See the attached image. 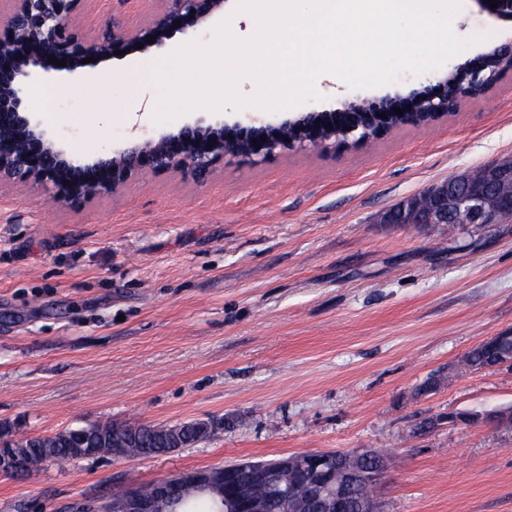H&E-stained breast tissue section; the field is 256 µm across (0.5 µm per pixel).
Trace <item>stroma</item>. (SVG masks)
<instances>
[{"label": "stroma", "instance_id": "1", "mask_svg": "<svg viewBox=\"0 0 512 512\" xmlns=\"http://www.w3.org/2000/svg\"><path fill=\"white\" fill-rule=\"evenodd\" d=\"M155 7L83 0L76 21L93 33L112 17L134 29ZM452 26L466 45L448 66L379 88L321 77L320 100L296 111L406 95L512 46V21L475 0H459ZM185 44L101 62L86 81L28 83L26 106L86 163L124 148L135 128L158 136L251 112L258 81L242 70L220 110L156 120L154 73ZM508 157L512 70L447 116L365 146L228 158L202 182L145 173L80 208L37 185L0 188V424L18 437L106 420L220 424L155 458L0 476V512H74L188 470L337 449L386 453L382 512H512V429L444 420L512 404V368L455 369L482 339L512 330V221L452 231L380 221Z\"/></svg>", "mask_w": 512, "mask_h": 512}]
</instances>
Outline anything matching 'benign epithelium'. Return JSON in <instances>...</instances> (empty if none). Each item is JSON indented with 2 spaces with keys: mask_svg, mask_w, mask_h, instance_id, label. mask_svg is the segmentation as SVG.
<instances>
[{
  "mask_svg": "<svg viewBox=\"0 0 512 512\" xmlns=\"http://www.w3.org/2000/svg\"><path fill=\"white\" fill-rule=\"evenodd\" d=\"M497 4L493 9L489 2ZM82 0H0V187L40 185L52 197L69 206L110 196L143 172L190 175L200 181L208 177L227 156L265 160L286 151L328 150L336 141L360 146L368 134L383 135L395 128L391 117L402 110L400 119L418 122L419 115L435 121L457 105L458 100L475 98L488 88L487 72L502 73L512 68V48H495L468 59L448 71L435 84L407 96L385 97L362 105L324 112H307L279 123L250 118L233 124L201 123L185 125L178 132L158 137H140L129 146L112 151L91 163H78L40 129L24 106V86L34 80L84 67L82 60L97 61L123 54L143 45L147 51L161 47L174 37H191L207 22L224 13V0H163L164 7L153 12L135 30L119 20L106 21L110 32L97 36L75 24ZM479 7L512 20V0H474ZM181 25L174 26V23ZM155 42H149V37ZM54 57L66 66L48 63ZM465 85L462 95H448V81ZM512 219V159L496 162L483 175L466 173L429 187L386 215L391 224H439L458 227L467 224L489 226ZM377 456L375 451L351 450L331 454L313 451L303 456L285 457L282 469L303 461L311 472L312 487L325 498L332 512H343L353 483L365 476L383 477L387 460L380 459L378 471L354 472L341 486L327 476V465L336 457L346 462ZM0 471L19 475L26 471L23 450L12 451L0 461ZM229 467L190 470L175 479L154 484V494L145 498L137 488H129L119 501H105L88 507V512H156L157 503L198 486L224 491ZM239 512H266L263 501L239 490Z\"/></svg>",
  "mask_w": 512,
  "mask_h": 512,
  "instance_id": "obj_1",
  "label": "benign epithelium"
}]
</instances>
